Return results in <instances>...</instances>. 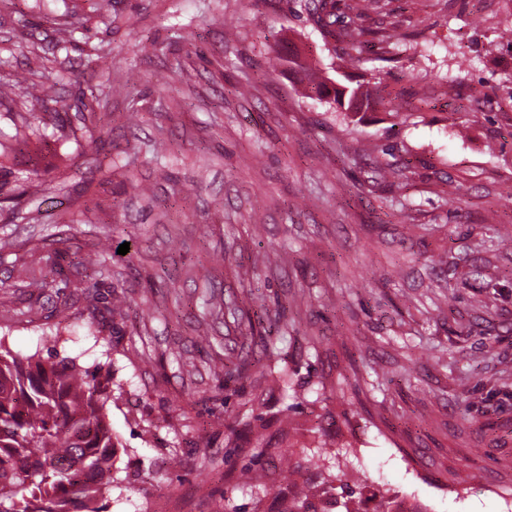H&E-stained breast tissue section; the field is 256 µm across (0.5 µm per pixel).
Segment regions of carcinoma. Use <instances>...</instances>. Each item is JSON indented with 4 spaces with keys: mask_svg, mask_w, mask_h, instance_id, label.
<instances>
[{
    "mask_svg": "<svg viewBox=\"0 0 512 512\" xmlns=\"http://www.w3.org/2000/svg\"><path fill=\"white\" fill-rule=\"evenodd\" d=\"M340 10V0H320L311 20L328 35ZM368 35L356 23L346 25L343 62H366L361 47ZM22 83L31 96L44 93V83L32 75L0 81V107L14 112L17 134L42 136L50 129L63 138L73 136L45 112L15 109L14 88ZM366 101V94L345 86L333 103L357 115ZM111 381V373H93L73 358H20L0 349V512H101L96 503L112 489L116 463L126 452L107 420ZM235 423L237 436L257 449L254 458L271 450L262 426L248 414L237 415ZM353 485L341 492L344 502L329 500L321 509L306 481L288 493L283 512H362L354 497L362 484Z\"/></svg>",
    "mask_w": 512,
    "mask_h": 512,
    "instance_id": "carcinoma-1",
    "label": "carcinoma"
}]
</instances>
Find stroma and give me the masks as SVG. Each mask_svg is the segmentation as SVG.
I'll return each instance as SVG.
<instances>
[{
    "instance_id": "stroma-1",
    "label": "stroma",
    "mask_w": 512,
    "mask_h": 512,
    "mask_svg": "<svg viewBox=\"0 0 512 512\" xmlns=\"http://www.w3.org/2000/svg\"><path fill=\"white\" fill-rule=\"evenodd\" d=\"M345 2L402 36L342 76L370 95L361 121L305 93L343 45L312 0H0V78L42 72L46 108L65 100L66 125L89 116L102 137L95 153L48 133L0 161L23 195L0 209V344L43 356L52 336L110 370L126 452L106 512H275L241 485L250 444L227 437L250 410L274 488L323 453L363 480L367 512H512V250L493 245L512 235V0ZM290 43L309 70L270 69ZM110 230L133 263L71 265ZM268 347L284 388L255 365Z\"/></svg>"
}]
</instances>
